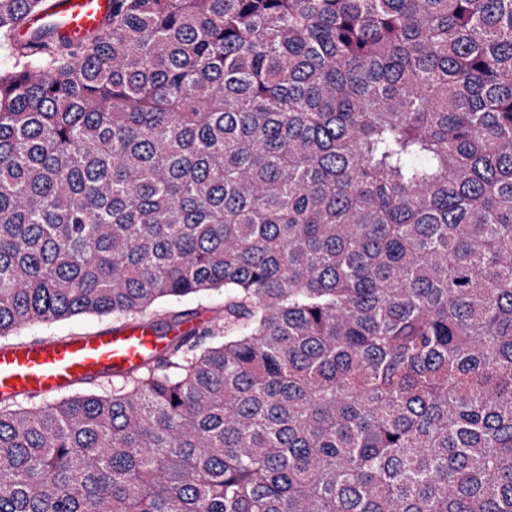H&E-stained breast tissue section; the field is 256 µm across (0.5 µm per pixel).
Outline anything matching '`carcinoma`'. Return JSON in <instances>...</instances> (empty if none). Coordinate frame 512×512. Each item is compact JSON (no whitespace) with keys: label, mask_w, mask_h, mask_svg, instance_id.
<instances>
[{"label":"carcinoma","mask_w":512,"mask_h":512,"mask_svg":"<svg viewBox=\"0 0 512 512\" xmlns=\"http://www.w3.org/2000/svg\"><path fill=\"white\" fill-rule=\"evenodd\" d=\"M0 0V340L224 325L0 400V512H512V0ZM52 1V8L48 12L31 18L24 29L27 36L44 25H55L58 33L67 35L72 41H78L89 32L95 31L112 8V0Z\"/></svg>","instance_id":"carcinoma-1"}]
</instances>
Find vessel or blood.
Masks as SVG:
<instances>
[{"instance_id": "1", "label": "vessel or blood", "mask_w": 512, "mask_h": 512, "mask_svg": "<svg viewBox=\"0 0 512 512\" xmlns=\"http://www.w3.org/2000/svg\"><path fill=\"white\" fill-rule=\"evenodd\" d=\"M111 8L112 0H53L27 28L53 25L77 41L95 31ZM170 340L133 322L89 335L0 344V398L54 397L87 381L124 376L162 354Z\"/></svg>"}]
</instances>
